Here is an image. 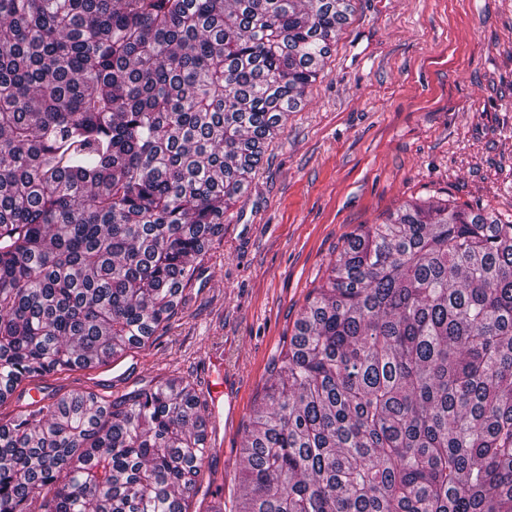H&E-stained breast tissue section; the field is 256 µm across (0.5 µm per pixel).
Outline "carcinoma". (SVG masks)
<instances>
[{
    "label": "carcinoma",
    "instance_id": "carcinoma-1",
    "mask_svg": "<svg viewBox=\"0 0 512 512\" xmlns=\"http://www.w3.org/2000/svg\"><path fill=\"white\" fill-rule=\"evenodd\" d=\"M347 0H0V387L169 324ZM234 512H512V221L362 224L278 355ZM204 400L0 422V512H190Z\"/></svg>",
    "mask_w": 512,
    "mask_h": 512
}]
</instances>
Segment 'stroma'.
I'll return each instance as SVG.
<instances>
[{
    "mask_svg": "<svg viewBox=\"0 0 512 512\" xmlns=\"http://www.w3.org/2000/svg\"><path fill=\"white\" fill-rule=\"evenodd\" d=\"M352 3L169 325L109 366L23 382L0 413L33 389L111 402L172 378L200 394L222 377L192 506L203 512L218 490L232 512L272 363L351 233L410 200L512 217V0Z\"/></svg>",
    "mask_w": 512,
    "mask_h": 512,
    "instance_id": "obj_1",
    "label": "stroma"
}]
</instances>
